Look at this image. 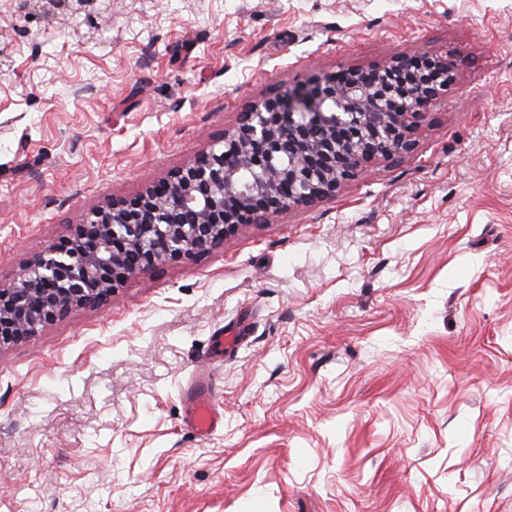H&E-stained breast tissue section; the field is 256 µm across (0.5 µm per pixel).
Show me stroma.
<instances>
[{
  "instance_id": "35a3bbf8",
  "label": "stroma",
  "mask_w": 512,
  "mask_h": 512,
  "mask_svg": "<svg viewBox=\"0 0 512 512\" xmlns=\"http://www.w3.org/2000/svg\"><path fill=\"white\" fill-rule=\"evenodd\" d=\"M424 50L413 153L0 350V512H512V0H0V282L247 102ZM195 386V392L188 403V424L199 434H210L218 426V419L210 401V387L201 380H196Z\"/></svg>"
}]
</instances>
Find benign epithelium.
<instances>
[{
    "mask_svg": "<svg viewBox=\"0 0 512 512\" xmlns=\"http://www.w3.org/2000/svg\"><path fill=\"white\" fill-rule=\"evenodd\" d=\"M451 86L448 57L427 51L344 68L247 106L184 166L92 209L70 237L0 284V349L103 303L137 274L191 261L244 225L336 195L370 162L412 153L418 120Z\"/></svg>",
    "mask_w": 512,
    "mask_h": 512,
    "instance_id": "1",
    "label": "benign epithelium"
}]
</instances>
